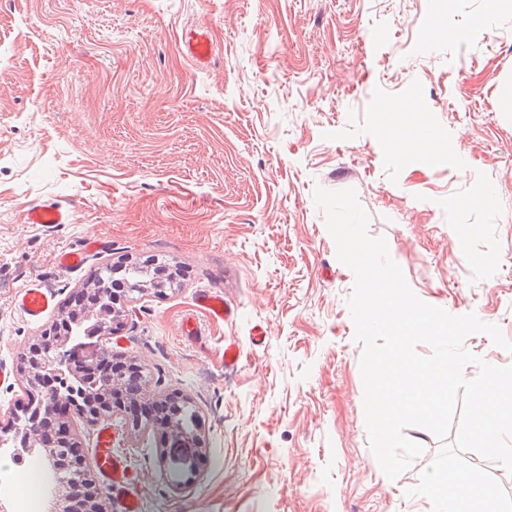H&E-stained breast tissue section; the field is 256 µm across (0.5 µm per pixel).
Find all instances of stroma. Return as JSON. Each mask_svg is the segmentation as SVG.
<instances>
[{
	"instance_id": "obj_1",
	"label": "stroma",
	"mask_w": 512,
	"mask_h": 512,
	"mask_svg": "<svg viewBox=\"0 0 512 512\" xmlns=\"http://www.w3.org/2000/svg\"><path fill=\"white\" fill-rule=\"evenodd\" d=\"M206 27L198 67L187 31ZM415 100L440 149L395 153L386 123ZM351 188L414 294L512 340V9L484 0H0V407L54 318L13 296L41 282L66 309L109 263L159 258L182 278L120 303L108 342L155 392L201 416L199 471L173 484L158 437L99 425L141 512H430L408 497L441 442L388 479L370 450L347 299L316 188ZM67 224H29V205ZM100 246L86 250L88 240ZM63 249L83 265L58 267ZM220 292L214 322L197 295ZM194 316L202 334L188 339ZM239 357L224 364V343ZM30 485L0 452V498L53 512L48 464ZM25 218L29 224H67L71 220V212L59 203H36L26 210ZM197 307L207 313L210 318L216 321H224L233 318L235 314L234 308L224 301L221 294L204 291L199 294L196 299Z\"/></svg>"
}]
</instances>
